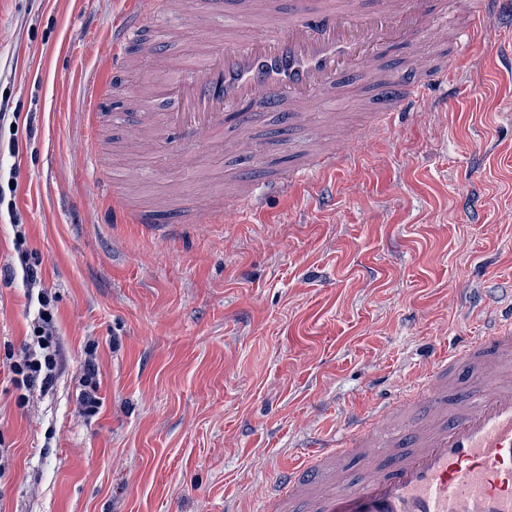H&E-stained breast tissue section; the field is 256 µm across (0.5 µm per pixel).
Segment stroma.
I'll return each mask as SVG.
<instances>
[{"mask_svg":"<svg viewBox=\"0 0 512 512\" xmlns=\"http://www.w3.org/2000/svg\"><path fill=\"white\" fill-rule=\"evenodd\" d=\"M172 15L175 53L228 24L232 0ZM125 0H0V268L16 226L56 311L58 376L19 403L9 365L37 316L22 281L0 282V512H259L307 436L399 389L448 339L512 304V24L492 19L436 88L393 125L372 124L361 82L288 139L257 113L256 148L224 129L212 148L151 143L113 185L137 134L136 67L91 105L83 79ZM98 119L88 124L86 114ZM343 157L242 214L236 176L265 180L317 138ZM184 214L179 235L113 224L108 194ZM96 415L82 411L86 359Z\"/></svg>","mask_w":512,"mask_h":512,"instance_id":"obj_1","label":"stroma"}]
</instances>
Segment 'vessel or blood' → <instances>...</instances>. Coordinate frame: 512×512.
<instances>
[{"label": "vessel or blood", "instance_id": "b4317fda", "mask_svg": "<svg viewBox=\"0 0 512 512\" xmlns=\"http://www.w3.org/2000/svg\"><path fill=\"white\" fill-rule=\"evenodd\" d=\"M451 0L458 24L442 22L435 0H290L288 14L265 34H229L222 48L200 41L188 62L167 52L172 31L152 26L161 15L192 14L197 0H127L121 28L109 44L107 73L90 80L91 99L102 96L111 75L129 71L136 57L168 74V109L145 107L138 127L187 132L209 141L225 123H251L250 108L291 115L335 92L341 76L357 73L391 97L374 103L382 125L394 122L400 105L422 98L448 80L439 61L398 84L387 47L424 33L441 46H461L482 33L481 16L498 12L502 0ZM331 147L312 153L298 167L271 180L243 186L244 212L259 211L270 192H285L312 173L335 170ZM113 211L135 223L163 230L171 222L152 211H131L113 197ZM488 334L456 337L415 373L396 397L371 403L351 415L342 436L316 438L296 462L279 470L261 512H512V310H502ZM361 460L359 476L346 457Z\"/></svg>", "mask_w": 512, "mask_h": 512}]
</instances>
